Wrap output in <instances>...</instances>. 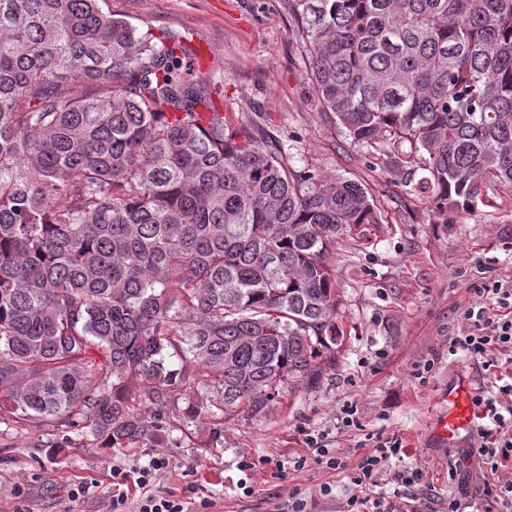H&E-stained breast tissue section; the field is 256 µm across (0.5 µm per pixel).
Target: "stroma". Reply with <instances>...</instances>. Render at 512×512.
Wrapping results in <instances>:
<instances>
[{"label":"stroma","instance_id":"stroma-1","mask_svg":"<svg viewBox=\"0 0 512 512\" xmlns=\"http://www.w3.org/2000/svg\"><path fill=\"white\" fill-rule=\"evenodd\" d=\"M113 13L142 30L187 35L199 80L225 122L259 121L281 140L296 170L322 179L359 180L380 221L341 234L333 251L336 327L333 352L313 378H287L271 401L241 404L190 424L171 422L153 446L38 447L27 430L0 425V512H109L116 468L160 459L153 493L210 501L208 512H286L294 492L311 512H347L360 494L351 480L365 433L401 438L410 453L393 468L420 467L432 487L410 489L415 512H444L448 464L457 462L468 487L484 469L466 448H433L429 431L439 393L466 378L469 404L485 371L448 339L467 330L464 310L489 280L512 281V209L452 212L440 217L414 192L408 169L382 152L358 146L322 112L313 92L291 0H106ZM434 368L414 376L425 361ZM358 406L360 428L344 426L341 408ZM323 440L341 466L320 464L308 436ZM305 459L304 468L293 463ZM78 484L87 493L71 500ZM331 494H322L323 486Z\"/></svg>","mask_w":512,"mask_h":512}]
</instances>
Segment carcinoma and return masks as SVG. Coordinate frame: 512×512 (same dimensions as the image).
<instances>
[{
    "label": "carcinoma",
    "instance_id": "1",
    "mask_svg": "<svg viewBox=\"0 0 512 512\" xmlns=\"http://www.w3.org/2000/svg\"><path fill=\"white\" fill-rule=\"evenodd\" d=\"M314 93L440 215L512 205V0H292ZM104 0H0V424L154 443L270 400L336 344L358 181L235 129L186 37ZM506 195L501 196L497 191Z\"/></svg>",
    "mask_w": 512,
    "mask_h": 512
}]
</instances>
